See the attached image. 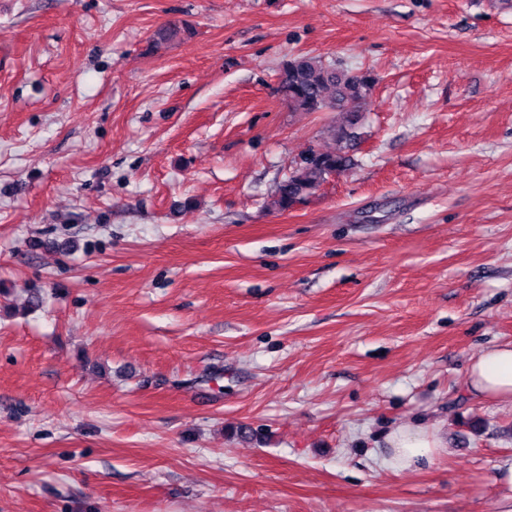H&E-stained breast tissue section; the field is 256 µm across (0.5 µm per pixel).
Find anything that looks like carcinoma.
Wrapping results in <instances>:
<instances>
[{
	"label": "carcinoma",
	"mask_w": 512,
	"mask_h": 512,
	"mask_svg": "<svg viewBox=\"0 0 512 512\" xmlns=\"http://www.w3.org/2000/svg\"><path fill=\"white\" fill-rule=\"evenodd\" d=\"M375 78L369 72L336 67L318 56L293 55L279 68V87L293 112H337L339 122L328 133L336 142L329 151L308 150L276 185L270 207L283 212L314 194L328 178L351 166L350 149Z\"/></svg>",
	"instance_id": "1"
}]
</instances>
